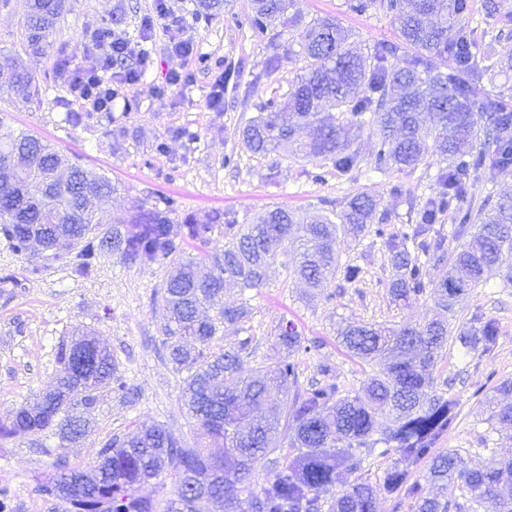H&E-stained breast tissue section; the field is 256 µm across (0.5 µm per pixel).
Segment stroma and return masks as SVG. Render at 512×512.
I'll return each instance as SVG.
<instances>
[{
  "instance_id": "1",
  "label": "stroma",
  "mask_w": 512,
  "mask_h": 512,
  "mask_svg": "<svg viewBox=\"0 0 512 512\" xmlns=\"http://www.w3.org/2000/svg\"><path fill=\"white\" fill-rule=\"evenodd\" d=\"M165 4L169 17L183 22L182 35L193 41L196 59L186 61L169 50L155 0H65L42 52L27 42V0H0V59L21 62L40 88L38 98L26 103L0 87V116L7 126L37 135L69 161L111 179L118 188L112 216L126 217L172 197L178 202L175 224L204 220L215 210L249 224L274 207L302 215L339 211L353 195L365 193L378 201L377 215L388 231L401 234L417 224L425 200L442 192L441 163L432 154L413 169L375 173L365 167L343 172L320 156L247 151L245 126L267 102L282 101L301 71L303 62L294 54L298 28L277 23L255 32L249 24L253 0H224L221 14L210 19L199 16V0ZM293 9L305 23L338 19L365 53L399 40L392 15L353 12L348 0H294ZM111 15L113 35L146 49L150 63L140 67L131 56L112 66L116 72H141L132 90L133 111L118 103L109 112H86L70 92L66 67L82 62L98 21ZM148 18L153 27H145ZM176 71L189 74L186 87L170 85ZM219 79L224 108L213 111L207 98ZM340 260L360 266L358 280H335L311 297L292 272L291 248H283L263 287L225 291V304L244 307L248 315L215 336L212 351L250 340L256 352L243 358L241 373L253 374L261 363H272L275 330L284 319L319 343L316 351L296 357L300 386L321 380L319 368L326 364L342 391L360 388L366 367L339 345L337 322L422 323L435 307L427 295L407 306L393 302L395 270L373 234L342 244ZM35 264L41 268L36 275L30 272ZM165 278V267L125 263L109 250L89 274L79 275L44 258L40 247L17 255L0 243V424L51 389L60 369L58 347L77 327L110 350L132 388L124 400L100 390L88 432L78 442L64 443L50 433L0 439V487H8L14 512H68L66 503L36 492L53 474L56 458L91 467L105 441L133 432L139 423L160 422L183 444L198 445L200 432L181 401L184 375L169 360L163 332L158 302ZM479 319L498 326L494 350L467 355L452 342L434 370L437 391L458 412L437 448L458 449L472 466L512 449V442L492 430L482 403L483 395L512 381V284L495 275L471 290L450 326L457 331Z\"/></svg>"
}]
</instances>
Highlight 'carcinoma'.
I'll list each match as a JSON object with an SVG mask.
<instances>
[{"label":"carcinoma","instance_id":"obj_1","mask_svg":"<svg viewBox=\"0 0 512 512\" xmlns=\"http://www.w3.org/2000/svg\"><path fill=\"white\" fill-rule=\"evenodd\" d=\"M289 0H254L251 25L264 29L284 16ZM357 13L371 9L394 16L401 45H381L362 55L351 49L353 36L333 18L319 19L299 33L304 62L301 74L282 102H272L244 131L246 148L257 154L292 149L333 161L349 172L360 158L351 149L352 124L376 128L379 147L370 158L379 172L416 167L433 152L447 167L439 180L445 191L426 201L420 223L409 233L395 235L372 225L377 202L370 196L352 197L340 212L306 222L281 207L267 209L246 229L217 212L207 224L175 225L170 214L173 198L127 220L124 231L112 227L107 240L102 206L115 188L111 180L78 163L66 178L52 175L62 158L40 138L0 121V238L16 254L29 251L32 241L54 253V259L84 275L96 266L106 247L123 262L158 264L168 270L162 285L160 314L164 321L170 360L189 375L182 397L205 445L188 448L162 425L143 423L137 432L112 437L98 452L90 470L59 460L55 473L36 487L44 497L71 506L70 512H236L238 495L247 493L251 512H380V500L402 493L414 500V512H512V457H494L473 468L457 449L432 454L453 426L455 403L436 393L434 367L448 346L450 323L434 319L423 324L389 327L348 323L338 329L340 343L361 363L378 366L362 387L340 394V386L325 380L298 390L295 356L319 348L291 324H281L274 345L285 355L268 369L228 387L245 339L219 353L211 351L220 327L241 321L246 311L224 304V288L261 287L276 263L280 248L296 245L293 273L310 288H325L342 275L358 278L360 268L340 263L342 239L357 238L369 227L383 240L399 271L391 288L396 301L409 304L428 294L445 312L502 266L512 251V185L496 186L481 206L480 224L471 213L455 214L456 239L474 233V243L447 254V237L434 228L439 216L466 193L470 181L489 170L512 165V110L502 95L486 93L483 77L512 73V50L486 68L478 65L477 43L463 23L468 0H350ZM27 39L37 49L47 44L64 0H30ZM486 14L497 18L500 31L512 36V11L500 0H483ZM414 55L395 65L400 46ZM446 63L441 71L432 64ZM0 83L28 100L38 95L37 81L27 70L0 62ZM307 140H297L300 129ZM224 225L227 241L213 253V270L197 274V263L183 258L187 238L210 244L213 225ZM217 307L214 317L200 308ZM498 327L487 320L459 331L455 340L468 353H489L497 344ZM88 335L75 329L59 348L61 369L53 389L24 412L0 426V435L52 431L73 442L86 433L99 390L108 388L120 398L130 393L107 350L98 348L96 363L75 376L66 370L71 348L89 345ZM295 388L291 403L277 410L271 389ZM490 418L512 427V382H503L496 395L485 396ZM291 428L293 460L271 454L281 449L279 428ZM378 445L398 453L396 461L371 482L358 476ZM268 460L271 474L251 486L255 466ZM430 463L427 481L434 493L425 496L411 480V467ZM170 475L173 498L161 506L137 495L139 487Z\"/></svg>","mask_w":512,"mask_h":512}]
</instances>
